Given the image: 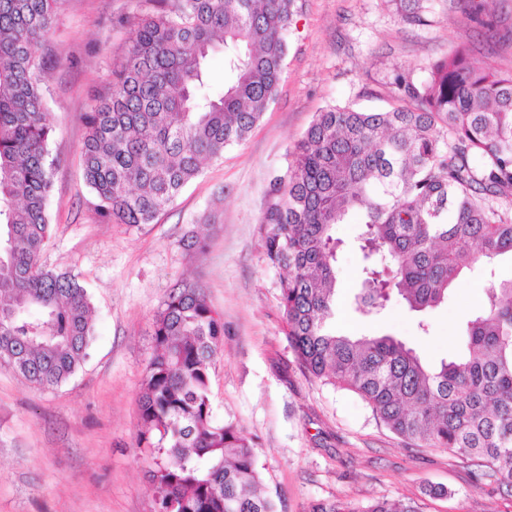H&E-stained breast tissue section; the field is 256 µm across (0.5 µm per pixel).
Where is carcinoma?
<instances>
[{"instance_id":"1","label":"carcinoma","mask_w":512,"mask_h":512,"mask_svg":"<svg viewBox=\"0 0 512 512\" xmlns=\"http://www.w3.org/2000/svg\"><path fill=\"white\" fill-rule=\"evenodd\" d=\"M66 0H0V367L38 389L88 356L85 288L41 262L51 235L55 159L44 49ZM124 62L84 114V179L113 224H151L205 160L246 140L274 100L294 0H140ZM224 52L214 94L205 61ZM396 101L330 106L294 145L260 223L269 265L287 271L280 307L306 375L356 393L395 434L479 462L512 488V280L490 282L462 331L464 352L430 367L389 335L347 336L335 313L336 225L358 217L364 267L357 313L394 302L423 313L448 301L460 273L512 255V73L463 51L419 81L398 72ZM224 321L203 290L169 289L154 321L138 445L159 512H277L259 491L251 441L216 419L209 370ZM310 512H417L403 499Z\"/></svg>"}]
</instances>
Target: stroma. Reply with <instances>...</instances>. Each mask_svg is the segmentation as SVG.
<instances>
[{
	"mask_svg": "<svg viewBox=\"0 0 512 512\" xmlns=\"http://www.w3.org/2000/svg\"><path fill=\"white\" fill-rule=\"evenodd\" d=\"M138 4L67 0L50 38L45 77L57 166L42 261L88 290L94 337L87 361L56 388L37 389L0 369V512H154L137 445L139 400L155 316L182 283L201 286L224 319L211 367L214 413L253 442L261 492L278 512L395 498L418 512H512V493L477 479L472 462L412 445L352 391L300 371L279 308L281 272L266 260L260 222L315 113L389 107L395 70L421 79L460 47L478 65L511 73L512 0H419L420 25L404 21L396 0H296L278 93L260 122L206 162L153 223L127 226L96 213L81 148L84 114L123 59ZM359 232L353 218L336 227L334 327L394 336L432 366L461 354L462 329L489 282L512 278L506 257L463 270L447 304L425 315L396 303L368 320L352 308L362 279ZM189 234L205 241L203 251L185 247Z\"/></svg>",
	"mask_w": 512,
	"mask_h": 512,
	"instance_id": "obj_1",
	"label": "stroma"
}]
</instances>
